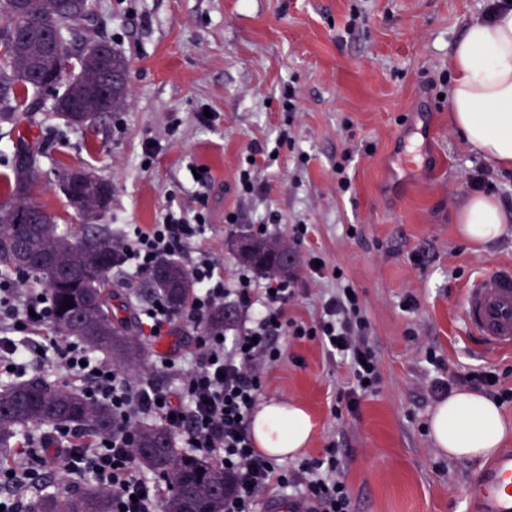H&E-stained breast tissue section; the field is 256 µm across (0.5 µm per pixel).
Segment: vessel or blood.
I'll list each match as a JSON object with an SVG mask.
<instances>
[{"label":"vessel or blood","mask_w":512,"mask_h":512,"mask_svg":"<svg viewBox=\"0 0 512 512\" xmlns=\"http://www.w3.org/2000/svg\"><path fill=\"white\" fill-rule=\"evenodd\" d=\"M461 302L463 321L481 349L512 351V264L473 278ZM473 495L477 512H512V448L479 473Z\"/></svg>","instance_id":"vessel-or-blood-1"}]
</instances>
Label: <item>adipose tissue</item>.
<instances>
[{"label": "adipose tissue", "mask_w": 512, "mask_h": 512, "mask_svg": "<svg viewBox=\"0 0 512 512\" xmlns=\"http://www.w3.org/2000/svg\"><path fill=\"white\" fill-rule=\"evenodd\" d=\"M448 62L454 74L448 99L453 126L487 161L512 167V0H502L492 18L468 22ZM456 222L476 245L494 242L512 228V216L484 193L469 197ZM312 429L304 407L283 402L262 405L250 425L256 447L279 457L295 456ZM511 429L493 401L469 389L453 392L430 423L437 447L459 460L492 455Z\"/></svg>", "instance_id": "obj_1"}]
</instances>
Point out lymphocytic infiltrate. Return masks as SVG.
<instances>
[{
    "label": "lymphocytic infiltrate",
    "mask_w": 512,
    "mask_h": 512,
    "mask_svg": "<svg viewBox=\"0 0 512 512\" xmlns=\"http://www.w3.org/2000/svg\"><path fill=\"white\" fill-rule=\"evenodd\" d=\"M207 216L186 219L167 213L162 222L135 226L121 239L125 258L136 275H148L162 256L186 261L194 283L189 309L198 319L224 304L244 305L255 314L236 336L220 337L208 331L199 337L190 371H182V354H165L156 371L172 382L133 380L111 361L92 355L66 336L34 337L49 324L52 301L43 288L28 287L23 274L0 275V378L17 380L36 363H48L69 380L80 383L89 401L111 406L115 426L110 436H90L77 426H59L51 434L28 439L17 462L0 468V512H28L31 495L45 481L48 447H57L74 479L92 478L112 496V512H161L169 488L161 480L138 471L131 451L133 434L146 419L163 422L193 456L222 466L232 486L224 498V512H259L260 495L277 488L289 490L311 504L312 512H353V495L344 478V453L335 446L323 454L288 466L259 453L248 425L262 393V372L280 360V336L315 341L348 366L349 382L332 409L334 416L354 413L361 397L375 392L381 382L370 322L350 281L339 268L308 253L303 266L310 277L336 280L337 288L322 304L320 316L307 322L288 313L302 283L297 276L267 278L258 283L244 271L226 280L209 250L200 247ZM503 371L492 367L465 375L433 378L430 394L447 398L465 386L500 402H512Z\"/></svg>",
    "instance_id": "1"
}]
</instances>
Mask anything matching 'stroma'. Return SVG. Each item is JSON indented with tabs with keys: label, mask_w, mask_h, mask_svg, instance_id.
Wrapping results in <instances>:
<instances>
[{
	"label": "stroma",
	"mask_w": 512,
	"mask_h": 512,
	"mask_svg": "<svg viewBox=\"0 0 512 512\" xmlns=\"http://www.w3.org/2000/svg\"><path fill=\"white\" fill-rule=\"evenodd\" d=\"M97 34L129 60L127 100L90 127L66 128L37 113L44 140L35 193L61 231L83 219L55 187L57 166L85 168L112 185L102 224L122 237L167 212L208 214L203 242L235 278L231 242L265 225L295 254L313 249L358 289L378 352L382 381L357 414L335 417L348 368L319 343L283 340L281 361L264 375L261 401H296L314 428L303 454L329 443L346 451L344 474L355 512H475L472 486L484 459L458 460L437 448L430 419L427 351L464 373L512 356L481 352L460 314L463 286L512 262V233L476 246L456 216L476 173L496 186L512 213V169L496 168L453 128L446 93L451 44L487 0H95ZM296 91L284 112L283 93ZM209 108L211 124L197 114ZM288 134L292 146L279 145ZM277 148L259 185L242 196L248 147ZM307 161H300V154ZM345 163L349 191L336 187ZM208 185L197 198L194 172ZM237 211L228 224L224 214ZM309 232L295 242L293 227ZM142 278L121 266L106 286L117 318L134 327ZM415 309L401 306L406 295ZM198 324L181 314L172 336L145 340L141 374L161 351L196 347Z\"/></svg>",
	"instance_id": "obj_1"
}]
</instances>
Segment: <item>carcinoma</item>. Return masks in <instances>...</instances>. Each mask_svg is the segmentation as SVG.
Here are the masks:
<instances>
[{"label": "carcinoma", "instance_id": "obj_1", "mask_svg": "<svg viewBox=\"0 0 512 512\" xmlns=\"http://www.w3.org/2000/svg\"><path fill=\"white\" fill-rule=\"evenodd\" d=\"M0 17L15 31L0 51V122L17 129L33 128V115L42 111L34 81L53 79V117L77 128L76 111L95 102L101 111L120 107L127 83L112 82V74L128 71L129 63L114 50L109 58L92 54L77 60L69 74L60 66L75 44L96 30L94 0H0ZM41 135L37 134L14 156L9 172L0 174V189L9 202L0 204V266L34 274L48 289L53 305L51 325L62 336H73L101 352L119 367L133 371L145 357V348L112 312L105 291L107 274L123 263L112 237L89 224L80 236L59 232L55 217L33 195L43 174ZM33 214L31 223L17 220ZM258 274L286 276L295 272L296 257L286 244L255 240L254 250L241 256ZM151 295L174 311L188 302L193 289L187 270L176 261L160 259L148 275ZM73 307L66 308L64 304ZM77 424L96 436L112 434L110 406L94 403L68 386L41 378L0 387V465L11 462L20 430H50ZM134 452L171 488L162 512H224L229 480L224 469L173 448L170 431L162 424L136 428ZM31 512H111V495L98 487L65 488L38 498Z\"/></svg>", "mask_w": 512, "mask_h": 512}]
</instances>
